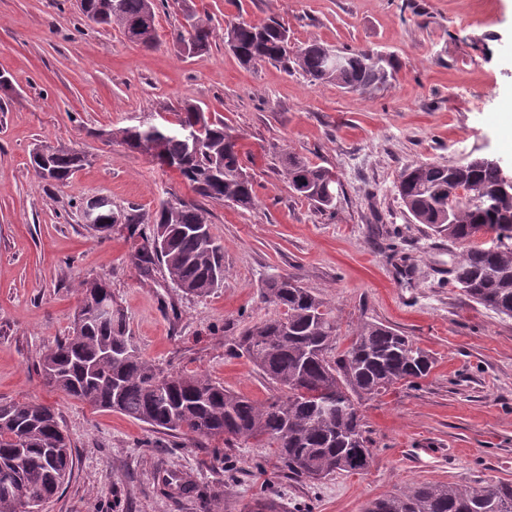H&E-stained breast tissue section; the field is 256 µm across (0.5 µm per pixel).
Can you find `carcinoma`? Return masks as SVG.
I'll return each instance as SVG.
<instances>
[{
	"mask_svg": "<svg viewBox=\"0 0 512 512\" xmlns=\"http://www.w3.org/2000/svg\"><path fill=\"white\" fill-rule=\"evenodd\" d=\"M157 0H77L83 15L106 30L118 28L132 43L153 48L158 41ZM194 33L177 34L194 42V53L210 49L216 33L209 20L190 16ZM227 40L246 66H292L313 83L334 81L350 91L383 84L395 68L392 56L373 63L369 49L338 51L344 65L334 67L330 47L317 41L293 48L288 28L275 19L262 24L229 23ZM170 124H139L113 129L109 136L133 152L141 141L159 138L156 162L179 174L196 195L159 205L128 224H151L153 235L137 252L139 269L162 265L170 282L187 294L204 297L224 282V247L191 230L211 227L201 201L229 202L250 210L257 202L254 180L242 162L239 136L184 98L172 108ZM196 136L194 146L190 136ZM55 179L64 181L81 167L74 148L60 146L49 160ZM284 175L297 195L317 208L333 207L322 189L334 173L294 154L285 156ZM499 170L483 162L460 168L422 162L400 172L397 192L411 220L460 246L451 260L453 281L470 299L512 318V197L498 194ZM485 228L505 237L495 250L478 241ZM103 280L83 284L72 335L57 342L38 364L43 382L92 407L120 413L175 435L254 443L270 448L281 469L309 480L339 472L360 473L352 441L371 447L358 401L377 397L400 383L416 385L433 364L431 355L408 336L380 323L360 324L339 349L336 315L317 295L291 276L264 280L262 297L282 316L247 327L233 354L246 358L283 395L260 402L224 388L197 373L166 370L144 358L129 335L121 310L100 319L94 292ZM73 449L58 415L49 406L0 400V512H42L71 475ZM365 512H512V481L488 480L477 486L418 483L379 496Z\"/></svg>",
	"mask_w": 512,
	"mask_h": 512,
	"instance_id": "cac0c4a2",
	"label": "carcinoma"
}]
</instances>
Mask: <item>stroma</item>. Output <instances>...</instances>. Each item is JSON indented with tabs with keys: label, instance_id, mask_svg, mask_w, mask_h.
<instances>
[{
	"label": "stroma",
	"instance_id": "35a3bbf8",
	"mask_svg": "<svg viewBox=\"0 0 512 512\" xmlns=\"http://www.w3.org/2000/svg\"><path fill=\"white\" fill-rule=\"evenodd\" d=\"M189 9L217 32L198 56L173 39ZM271 18L295 44L370 48L396 67L352 92L278 64L246 67L225 50L228 22ZM157 33L147 51L74 0H0V74L11 82L0 91V399L53 407L74 450L71 477L43 512H248L258 496L279 512H363L421 482L512 481V318L454 287L455 245L411 223L395 188L420 162L512 164V0H188L160 9ZM184 98L240 134L259 191L250 210L206 202L224 283L205 298L173 288L162 267L140 272L143 241L123 222L192 190L107 136L161 121ZM60 144L89 162L66 182H39L33 150ZM288 153L336 173L331 210L291 191ZM93 198L116 217L110 229L87 220ZM284 274L334 308L341 344L378 322L434 360L418 385L363 401L374 455L361 473L299 478L270 449L164 434L53 390L36 371L72 333L80 283L103 279L146 358L266 400L276 385L232 349L245 326L280 316L261 287ZM169 471L195 492L173 496L161 482Z\"/></svg>",
	"mask_w": 512,
	"mask_h": 512
}]
</instances>
